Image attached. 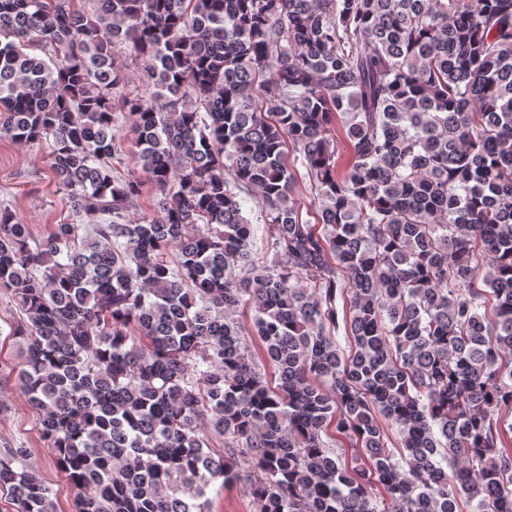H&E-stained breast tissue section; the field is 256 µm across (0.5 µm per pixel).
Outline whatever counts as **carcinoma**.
I'll return each instance as SVG.
<instances>
[{
	"label": "carcinoma",
	"instance_id": "cac0c4a2",
	"mask_svg": "<svg viewBox=\"0 0 512 512\" xmlns=\"http://www.w3.org/2000/svg\"><path fill=\"white\" fill-rule=\"evenodd\" d=\"M0 137L92 219L0 209V376L74 512H512V0H0ZM26 455L0 490L57 512ZM119 63L126 67L125 72L128 76V84L126 89L133 94H150L152 88L147 87V82L143 76L142 65L140 61L131 62V57L128 53H122L119 57ZM119 124L123 125V129L121 134L123 135V155L121 164L118 165L116 161H113L114 165H116L121 172L122 175L132 174L140 180L144 181L145 185L142 190V195L139 201V207L137 210H134L130 213V219H138L142 214L147 212H151L154 209L157 198L160 195L156 194L154 187L146 181L145 173L142 171L141 166L137 163V159L135 153L137 148L135 147L133 138L130 134H128L129 123H124V119H122L121 114H119ZM22 317L11 295L4 289H0V359L3 361L16 359V347L7 335L11 325L17 324ZM212 512H259L257 501L241 484H234L223 492L210 493Z\"/></svg>",
	"mask_w": 512,
	"mask_h": 512
}]
</instances>
